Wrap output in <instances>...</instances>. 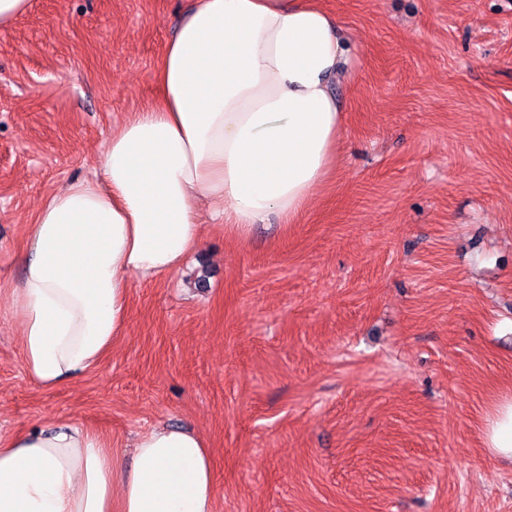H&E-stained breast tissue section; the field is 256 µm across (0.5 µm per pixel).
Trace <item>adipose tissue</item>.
Instances as JSON below:
<instances>
[{"label": "adipose tissue", "instance_id": "ef3b65f1", "mask_svg": "<svg viewBox=\"0 0 512 512\" xmlns=\"http://www.w3.org/2000/svg\"><path fill=\"white\" fill-rule=\"evenodd\" d=\"M355 53L316 0H195L153 72L154 102L28 226L10 292L35 386L98 368L127 323L131 277H173L206 224L246 239L309 208L342 129L330 83ZM485 429L512 461L511 396ZM215 487L203 436L172 425L138 434L129 457L70 421L0 437V512H215Z\"/></svg>", "mask_w": 512, "mask_h": 512}]
</instances>
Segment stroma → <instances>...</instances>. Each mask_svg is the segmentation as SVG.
Listing matches in <instances>:
<instances>
[{"mask_svg":"<svg viewBox=\"0 0 512 512\" xmlns=\"http://www.w3.org/2000/svg\"><path fill=\"white\" fill-rule=\"evenodd\" d=\"M191 0H31L0 29V432L201 434L215 512H512V0H319L356 45L336 168L294 223L210 226L133 279L99 368L41 390L9 287L39 202L153 97ZM486 444L494 455L512 461V397L499 400L485 418Z\"/></svg>","mask_w":512,"mask_h":512,"instance_id":"obj_1","label":"stroma"}]
</instances>
